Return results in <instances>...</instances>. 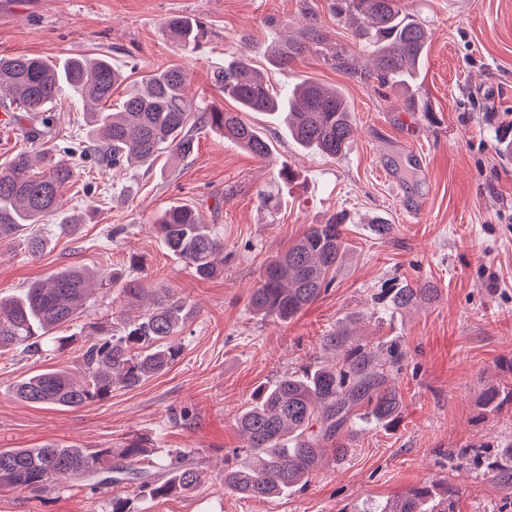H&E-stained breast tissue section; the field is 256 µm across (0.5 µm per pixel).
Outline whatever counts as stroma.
Here are the masks:
<instances>
[{"label":"stroma","mask_w":512,"mask_h":512,"mask_svg":"<svg viewBox=\"0 0 512 512\" xmlns=\"http://www.w3.org/2000/svg\"><path fill=\"white\" fill-rule=\"evenodd\" d=\"M331 0H0V57L28 55L57 63L108 55L124 74L111 103L142 89L169 67L188 74L194 104L228 108L212 85L225 60L244 57L271 83L298 79L337 87L355 118L350 149L332 159L288 139L277 122L253 114L272 144L269 159L253 157L219 134L193 129L185 157L161 155L152 166L119 171L74 154L77 177L59 214L40 231L43 253H27L24 235L0 243V295H12L71 267L122 269L149 290L174 289L196 308L180 338L182 353L164 373L134 389L78 408L33 406L14 398V385L37 371L75 368L93 324L121 313L118 289L92 294L80 334L65 353L0 354V448L48 443L111 449L138 441L151 458L182 452L201 480L189 493L147 500L125 489L131 512H361L410 488L451 483L456 512H512V486L472 469H453L451 455L483 445L512 446V405L491 412L490 388H512V157L502 150L512 132V0H405L430 28V44L414 86V105L377 80L369 51L355 47ZM201 21L207 35L194 48L173 42L166 20ZM319 44L287 65L268 63L271 48L301 39L308 27ZM347 63H338L337 51ZM53 140L33 139L28 121L0 127V170L19 150L81 143L80 99L62 95L53 108ZM424 165H408L412 153ZM289 168L288 182L278 178ZM268 191L273 207L261 205ZM193 206L224 239L223 275L201 280L151 229L167 208ZM416 205L418 217L407 209ZM82 224L66 227L63 216ZM341 220L348 252L332 288L292 320L258 319L249 295L266 264L309 225ZM392 226L377 232V221ZM433 282L424 308L391 304L397 288ZM352 327L360 343L398 344L406 353L392 382L403 400L396 428L343 430L348 453L329 459L303 486L274 499L224 489L225 465L250 454L237 427L257 387L326 360L322 338ZM113 492L70 481L33 494L0 489V512H109Z\"/></svg>","instance_id":"35a3bbf8"}]
</instances>
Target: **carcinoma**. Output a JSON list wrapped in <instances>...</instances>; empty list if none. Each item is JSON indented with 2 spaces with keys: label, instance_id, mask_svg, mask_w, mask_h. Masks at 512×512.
Segmentation results:
<instances>
[{
  "label": "carcinoma",
  "instance_id": "carcinoma-1",
  "mask_svg": "<svg viewBox=\"0 0 512 512\" xmlns=\"http://www.w3.org/2000/svg\"><path fill=\"white\" fill-rule=\"evenodd\" d=\"M336 16L352 21L354 44L375 56L374 72L364 79L391 84L407 94L412 75L421 65L430 42L427 26L409 13L402 0H334ZM167 33L188 46L204 34L203 25L184 16L165 23ZM303 42L278 46L271 63L288 64ZM122 73L104 55L71 57L57 66L36 57L0 58V101L7 98L15 112L27 113L33 123L29 135L45 136L55 129L52 104L64 93H76L86 104L84 119L89 148L105 168L153 163L162 150L188 155L194 149L190 133L196 121L250 151L261 160L271 145L248 112L277 116L288 136L306 149L339 158L350 147L355 123L341 92L302 80L285 92H276L264 73L245 58L224 62L214 74L217 90L236 105V111L216 107L193 117L196 107L186 95L188 75L170 67L149 76L144 90L125 99L119 110L105 104ZM76 178V169L47 148L40 153H17L0 172V242L23 230L28 254H42L44 240L33 230L62 205L63 192ZM153 230L166 249L200 279L224 272V239L188 205H174L155 221ZM342 225L335 221L312 224L266 266L249 298L250 311L263 317L289 320L316 301L333 285L347 251ZM120 287L129 302L149 295L120 270L102 272L78 266L51 274L18 294L0 296V352L19 348L32 355L52 340V350L64 353L74 343L56 337L82 316L93 289ZM437 295L431 282L396 290L398 309L430 303ZM195 311L170 290L153 298L152 306L120 317L122 328L107 323L96 328L97 338L81 348L76 380L63 370L35 372L16 383L14 398L33 405L77 408L112 394L114 388H136L168 369L182 352L178 336ZM404 352L396 344L346 351L341 364H315L262 386L238 420L246 447L255 461L250 466L224 470V489L247 498L269 499L288 493L313 475L326 447L346 453L339 432L374 423L393 427L400 421L401 398L389 376L402 369ZM512 403V390L492 389L483 404L496 409ZM471 468H482L497 481L512 485V452L484 456L459 455ZM96 480L94 488L136 484L146 499L165 498L195 487L198 469L177 452L159 465L158 474L144 466L143 447L133 441L121 460L112 463V450H91L48 443L40 448H0V489L44 493L60 481ZM459 489L453 485L439 494L432 486L410 489L386 502H371L362 512H455Z\"/></svg>",
  "mask_w": 512,
  "mask_h": 512
}]
</instances>
